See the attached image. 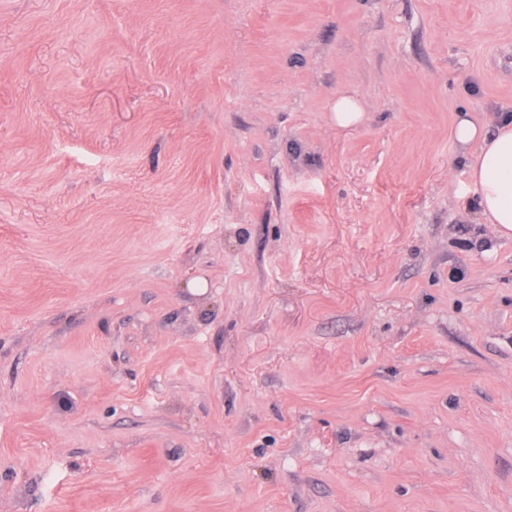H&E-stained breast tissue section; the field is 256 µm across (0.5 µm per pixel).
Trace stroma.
Listing matches in <instances>:
<instances>
[{"label": "stroma", "mask_w": 512, "mask_h": 512, "mask_svg": "<svg viewBox=\"0 0 512 512\" xmlns=\"http://www.w3.org/2000/svg\"><path fill=\"white\" fill-rule=\"evenodd\" d=\"M511 111L512 0H0V512H512ZM332 119L337 128L347 129L358 125L364 118L363 107L357 97L343 94L332 105ZM455 118L453 136L466 159L470 182L477 194V215L482 224H499L504 235L512 234V113L502 114L495 133L462 112ZM479 148L470 152L472 144Z\"/></svg>", "instance_id": "35a3bbf8"}]
</instances>
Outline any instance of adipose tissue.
Instances as JSON below:
<instances>
[{
    "label": "adipose tissue",
    "mask_w": 512,
    "mask_h": 512,
    "mask_svg": "<svg viewBox=\"0 0 512 512\" xmlns=\"http://www.w3.org/2000/svg\"><path fill=\"white\" fill-rule=\"evenodd\" d=\"M453 136L476 190L480 222L512 234V114L501 115L491 135L468 114L457 115Z\"/></svg>",
    "instance_id": "obj_1"
}]
</instances>
